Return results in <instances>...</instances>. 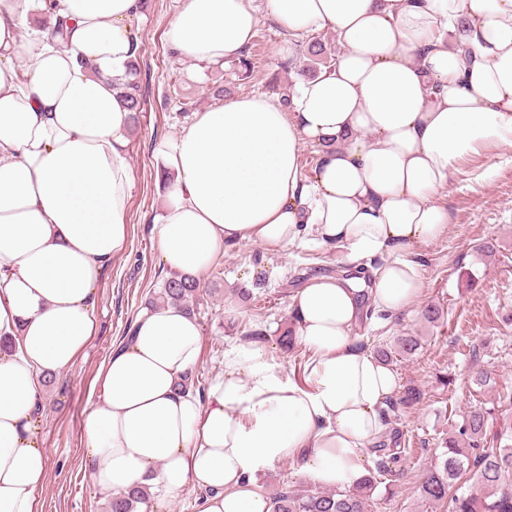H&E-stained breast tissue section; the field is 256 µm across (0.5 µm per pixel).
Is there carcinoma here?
I'll return each instance as SVG.
<instances>
[{
	"instance_id": "carcinoma-1",
	"label": "carcinoma",
	"mask_w": 512,
	"mask_h": 512,
	"mask_svg": "<svg viewBox=\"0 0 512 512\" xmlns=\"http://www.w3.org/2000/svg\"><path fill=\"white\" fill-rule=\"evenodd\" d=\"M326 53L325 46L311 41L307 46L308 64L303 70L316 77L318 62ZM119 97L131 112V122L143 112V97L139 85L138 63L131 66V78L117 84ZM200 283L191 276L167 278L158 293L150 300L157 307L165 304L186 305L199 292ZM421 347V337L407 335L397 338L396 347L378 346L375 356L391 365L396 357H411ZM491 412L475 409L464 418L456 434L451 435L435 450L429 468L422 477L421 492L425 501L445 509V512H512V444L490 442L487 427ZM389 458L377 464L376 470L350 490H323L316 486H283L270 495L272 512H369L373 495L391 465L402 457L399 448L377 449ZM477 477L481 493L461 490L459 481L466 474ZM147 491L140 489L118 493L108 503V512H137Z\"/></svg>"
}]
</instances>
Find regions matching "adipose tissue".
<instances>
[{
	"label": "adipose tissue",
	"mask_w": 512,
	"mask_h": 512,
	"mask_svg": "<svg viewBox=\"0 0 512 512\" xmlns=\"http://www.w3.org/2000/svg\"><path fill=\"white\" fill-rule=\"evenodd\" d=\"M266 4L290 32L333 31L343 52L297 85L293 112L238 96L162 145L175 182L155 222L161 257L196 276L226 248L282 250L309 235L378 264L296 293L293 332L310 353L297 382L252 344L225 352L206 398L180 391L199 324L170 304L136 317L99 367L83 430L99 489L148 487L138 512H165L190 484L206 492L196 512H271L256 476L282 461L321 487L360 483L397 385L360 345L365 310L413 308L417 249L449 227L440 190L481 150L512 148V0ZM142 5L0 0V512H35L50 467L36 418L44 381L94 336L100 267L127 248L130 114L115 84L140 50ZM59 15L71 19L61 43L45 30ZM258 23L253 0H185L165 40L180 58L221 66ZM306 143L321 150L309 178Z\"/></svg>",
	"instance_id": "adipose-tissue-1"
}]
</instances>
